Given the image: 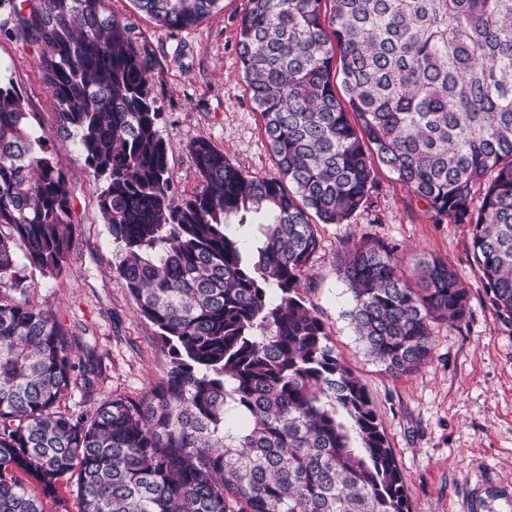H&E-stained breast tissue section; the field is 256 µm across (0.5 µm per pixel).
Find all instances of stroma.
Instances as JSON below:
<instances>
[{"label":"stroma","instance_id":"1","mask_svg":"<svg viewBox=\"0 0 512 512\" xmlns=\"http://www.w3.org/2000/svg\"><path fill=\"white\" fill-rule=\"evenodd\" d=\"M244 4L222 0L200 25L172 31L137 12L132 0H108L112 13L130 24L135 43L153 57L151 83L179 192L192 191L199 181L187 150L196 139L209 140L246 173L275 172L237 53ZM0 80L14 84L32 124L49 134L48 150L73 190V247L63 272L27 271L31 301L48 308L97 357L92 398L77 387L69 404L89 411L115 396L140 397L165 374L168 358L113 269L116 247L97 204L102 182L74 141L57 132L37 46L0 32ZM376 183L367 204L345 223L319 225L320 247L299 291L325 323L337 355L365 384L414 512H466L469 490L480 482L489 485L488 512H512V323L499 319L474 267L469 225L435 223L425 203L385 167H377ZM363 237L394 247L408 272L422 256L440 257L467 289L466 318L435 327L431 357L414 373L388 374L354 332L351 294L336 254Z\"/></svg>","mask_w":512,"mask_h":512}]
</instances>
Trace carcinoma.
I'll use <instances>...</instances> for the list:
<instances>
[{
  "mask_svg": "<svg viewBox=\"0 0 512 512\" xmlns=\"http://www.w3.org/2000/svg\"><path fill=\"white\" fill-rule=\"evenodd\" d=\"M26 2L0 13L40 50L59 128L103 181L116 272L168 369L137 400L67 405L93 390L96 356L31 303L27 270L62 272L72 192L0 84V512H43L69 483L80 512H412L365 385L297 286L317 226L366 204L377 161L434 223L471 226L476 270L512 321V0H247L238 55L276 173L198 139L190 195L173 189L152 59L130 25L106 0ZM133 2L182 30L220 0ZM336 262L356 335L393 376L427 363L435 325L466 317L439 257L407 273L362 238Z\"/></svg>",
  "mask_w": 512,
  "mask_h": 512,
  "instance_id": "cac0c4a2",
  "label": "carcinoma"
}]
</instances>
